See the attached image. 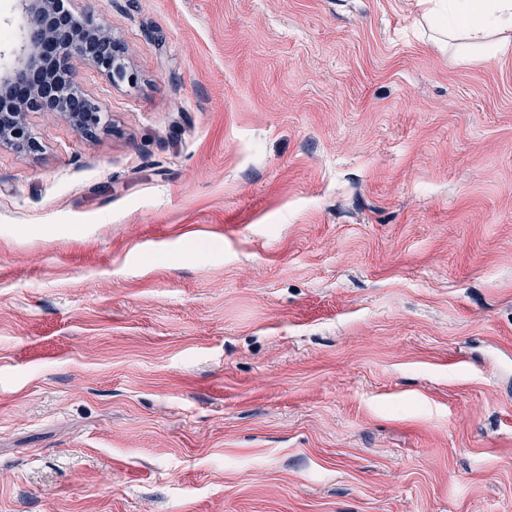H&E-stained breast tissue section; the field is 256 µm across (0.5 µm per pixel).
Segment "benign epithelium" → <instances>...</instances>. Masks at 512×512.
<instances>
[{"mask_svg":"<svg viewBox=\"0 0 512 512\" xmlns=\"http://www.w3.org/2000/svg\"><path fill=\"white\" fill-rule=\"evenodd\" d=\"M20 10L30 18L31 25L25 41L15 55L9 71L0 75V92L8 89L22 94L9 111H0V143H9L21 149L34 150L37 143L25 125L28 112H60L73 126L85 133L107 124V112L98 103L87 98L77 88H62L34 79L42 68L43 58L38 45L51 37L53 31L64 26L69 9L61 8L64 0H17ZM88 29L61 37L51 44L52 54L61 58L78 57L112 83L134 81L125 49L112 37L110 29L101 20L83 18Z\"/></svg>","mask_w":512,"mask_h":512,"instance_id":"benign-epithelium-1","label":"benign epithelium"}]
</instances>
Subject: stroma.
<instances>
[{"mask_svg":"<svg viewBox=\"0 0 512 512\" xmlns=\"http://www.w3.org/2000/svg\"><path fill=\"white\" fill-rule=\"evenodd\" d=\"M68 7L136 80L69 59L109 125L0 146V512H512V52L425 0Z\"/></svg>","mask_w":512,"mask_h":512,"instance_id":"35a3bbf8","label":"stroma"}]
</instances>
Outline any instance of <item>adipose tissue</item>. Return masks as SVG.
I'll use <instances>...</instances> for the list:
<instances>
[{
	"label": "adipose tissue",
	"instance_id": "1",
	"mask_svg": "<svg viewBox=\"0 0 512 512\" xmlns=\"http://www.w3.org/2000/svg\"><path fill=\"white\" fill-rule=\"evenodd\" d=\"M428 20L462 63L512 51V0H443Z\"/></svg>",
	"mask_w": 512,
	"mask_h": 512
}]
</instances>
